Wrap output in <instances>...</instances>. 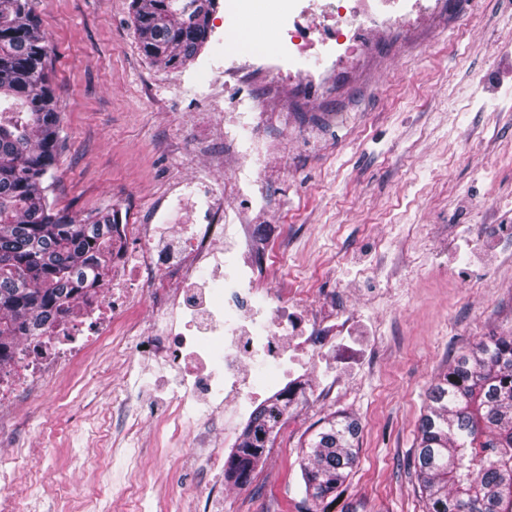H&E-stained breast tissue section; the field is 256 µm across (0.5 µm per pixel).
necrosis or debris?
<instances>
[{
	"mask_svg": "<svg viewBox=\"0 0 512 512\" xmlns=\"http://www.w3.org/2000/svg\"><path fill=\"white\" fill-rule=\"evenodd\" d=\"M445 0H287L283 22L269 53L255 63L229 64L208 58L211 76L242 81L260 75L300 83L309 98L321 96L324 81L344 80L336 66L394 40L443 8ZM271 115L257 108L223 116V142L230 147L239 175L238 195L214 202L207 190L212 164L198 167L170 202L145 224L112 228L111 286L82 295L65 319L48 320L43 336L60 337L58 347L38 351L29 338L11 365L0 367V430L12 423V406L39 394L50 377L68 364L84 361L90 350L160 357L172 371L165 422L180 435L194 419L214 421L204 441L208 474L192 512H218L224 487L223 444L234 423L252 415L261 395L287 391L296 403L301 385L284 384L289 358L335 354L336 338L309 329L297 313L319 290L268 288L265 274L282 253L288 235L278 226L273 238H258L244 221V208L265 211V169L277 156L268 128ZM155 306L141 318V297Z\"/></svg>",
	"mask_w": 512,
	"mask_h": 512,
	"instance_id": "4bbe7bcc",
	"label": "necrosis or debris"
}]
</instances>
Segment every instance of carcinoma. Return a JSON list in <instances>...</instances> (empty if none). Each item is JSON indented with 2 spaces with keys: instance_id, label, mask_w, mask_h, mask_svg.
<instances>
[{
  "instance_id": "carcinoma-1",
  "label": "carcinoma",
  "mask_w": 512,
  "mask_h": 512,
  "mask_svg": "<svg viewBox=\"0 0 512 512\" xmlns=\"http://www.w3.org/2000/svg\"><path fill=\"white\" fill-rule=\"evenodd\" d=\"M217 0H132L141 51L182 65L208 43ZM50 48L32 0H0V358L18 336L74 310L112 260L116 213L78 222L49 202L43 179L60 155V112ZM415 472L426 512H512V336L476 341L428 392ZM279 420L258 407L227 477L240 483L268 448ZM359 426L334 414L306 443V497L336 494L357 459Z\"/></svg>"
}]
</instances>
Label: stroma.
I'll use <instances>...</instances> for the list:
<instances>
[{
    "instance_id": "35a3bbf8",
    "label": "stroma",
    "mask_w": 512,
    "mask_h": 512,
    "mask_svg": "<svg viewBox=\"0 0 512 512\" xmlns=\"http://www.w3.org/2000/svg\"><path fill=\"white\" fill-rule=\"evenodd\" d=\"M33 6L61 112L50 201L78 221L112 208L123 223H147L216 140L197 61L146 59L130 0ZM349 80L355 108L325 92L322 108L340 118L313 150L296 140L303 120L273 128L288 156L267 177L270 209L259 221L290 231L268 287L329 289L307 317L335 326L352 357L330 373L319 360L299 372L309 397L249 481H225L223 512H306L302 450L335 412L358 419V458L315 512H425L413 466L425 393L474 340L512 332V240L493 231L512 225V0H473L466 25L433 21L408 47L353 66ZM88 359L92 369L70 365L42 399L21 401L14 428L0 433L2 449L42 450L11 463L14 496L35 480L58 512L81 497L104 512H185L202 490L195 447L208 421L158 452L166 374L144 361L135 486L106 484L96 449H109L113 469L126 464L127 412L114 397L125 358L104 349Z\"/></svg>"
}]
</instances>
